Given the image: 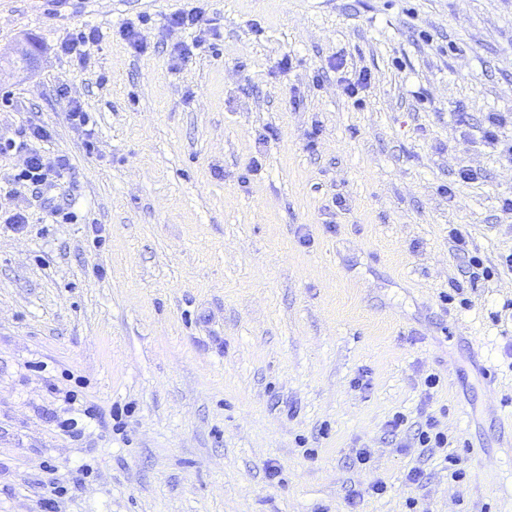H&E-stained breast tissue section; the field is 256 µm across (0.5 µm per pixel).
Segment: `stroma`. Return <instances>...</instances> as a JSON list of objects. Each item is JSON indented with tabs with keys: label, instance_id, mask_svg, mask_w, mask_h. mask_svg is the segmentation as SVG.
Returning a JSON list of instances; mask_svg holds the SVG:
<instances>
[{
	"label": "stroma",
	"instance_id": "obj_1",
	"mask_svg": "<svg viewBox=\"0 0 512 512\" xmlns=\"http://www.w3.org/2000/svg\"><path fill=\"white\" fill-rule=\"evenodd\" d=\"M192 7L207 47L175 65L192 34L168 19ZM144 14L137 54L119 30ZM85 24L79 66L60 45ZM361 69L357 105L339 81ZM491 112L512 139V0H0V140L36 121L67 162L9 194L0 155V512H512ZM452 224L499 275L471 287ZM73 392L102 417L79 440L57 427ZM430 416L462 480L418 447Z\"/></svg>",
	"mask_w": 512,
	"mask_h": 512
}]
</instances>
